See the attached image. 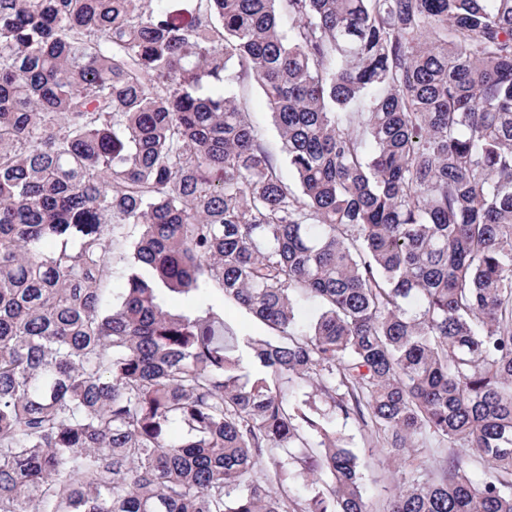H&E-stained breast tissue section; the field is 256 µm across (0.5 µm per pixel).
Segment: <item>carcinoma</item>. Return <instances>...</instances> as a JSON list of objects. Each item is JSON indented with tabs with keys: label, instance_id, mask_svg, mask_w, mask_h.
<instances>
[{
	"label": "carcinoma",
	"instance_id": "obj_1",
	"mask_svg": "<svg viewBox=\"0 0 512 512\" xmlns=\"http://www.w3.org/2000/svg\"><path fill=\"white\" fill-rule=\"evenodd\" d=\"M338 413L512 512V0H0V512H372ZM242 93L248 100L251 111L256 112L257 121L262 127L267 139L273 144H276L278 141L277 132L271 123L269 114L266 111L262 93L251 85L243 89ZM212 305L214 309L223 311L224 319L235 326L243 335L265 336L266 328L253 321L243 309L232 303L224 302L223 296L217 291H212L208 295L201 296L194 303L186 301H177L175 303L167 302V309L172 312H189Z\"/></svg>",
	"mask_w": 512,
	"mask_h": 512
}]
</instances>
